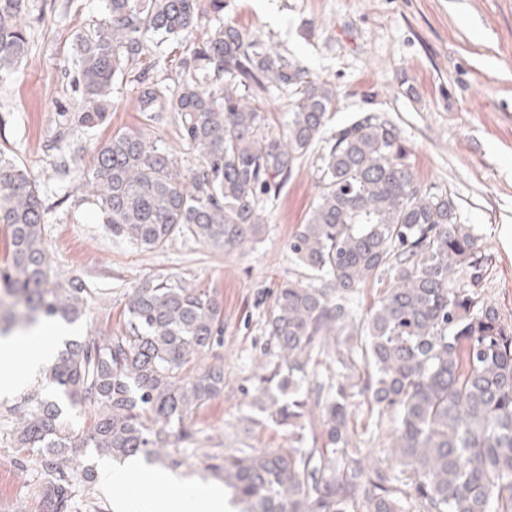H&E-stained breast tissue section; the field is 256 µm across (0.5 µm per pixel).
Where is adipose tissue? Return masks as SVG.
Segmentation results:
<instances>
[{
	"label": "adipose tissue",
	"mask_w": 512,
	"mask_h": 512,
	"mask_svg": "<svg viewBox=\"0 0 512 512\" xmlns=\"http://www.w3.org/2000/svg\"><path fill=\"white\" fill-rule=\"evenodd\" d=\"M50 326L35 328L24 339L15 337L0 338V358H21L28 374L37 375L55 357L56 349L48 343ZM127 474L137 475L143 485L141 491L131 498L130 512H164L153 496L148 494V487L158 484H171L172 496L181 503L180 512H197L198 503H206L207 512H224L223 488L205 481L188 486L172 485L169 474L159 469L143 468L140 461L130 460L125 464Z\"/></svg>",
	"instance_id": "ef3b65f1"
}]
</instances>
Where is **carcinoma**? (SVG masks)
I'll list each match as a JSON object with an SVG mask.
<instances>
[{
  "label": "carcinoma",
  "mask_w": 512,
  "mask_h": 512,
  "mask_svg": "<svg viewBox=\"0 0 512 512\" xmlns=\"http://www.w3.org/2000/svg\"><path fill=\"white\" fill-rule=\"evenodd\" d=\"M30 9L0 0V76L26 57ZM223 10L224 0H107L73 37V122L103 125L127 74L136 110L149 121L171 113L194 154L187 174L142 128L94 147L85 201L112 237L143 250L181 234L215 249L255 243L296 161L326 143L319 194L289 241L302 275L275 291L271 360L254 383V407L288 428V447H196L194 414L224 394V364L201 365L223 345L224 302L214 288L157 278L128 293L120 329L66 342L45 373L53 395L30 390L0 411L8 447L36 454L33 512H107L86 499L95 469L74 462L75 448L200 468L241 512H512V329L475 291L489 261L478 237L448 189L418 183L395 124L364 112L325 137L336 92L276 45L211 24ZM168 40L190 55L174 78L151 77L140 60ZM274 89L292 96L280 130L264 108ZM8 151L0 144V335L45 319L71 325L96 289L51 265L40 184ZM84 152L85 141L70 142L57 173ZM366 288L376 300L362 313ZM358 394L375 429L388 428L384 460L350 432ZM311 404L321 418L309 439ZM74 412L93 415L89 430Z\"/></svg>",
  "instance_id": "obj_1"
}]
</instances>
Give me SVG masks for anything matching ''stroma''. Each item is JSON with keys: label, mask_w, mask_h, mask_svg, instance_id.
<instances>
[{"label": "stroma", "mask_w": 512, "mask_h": 512, "mask_svg": "<svg viewBox=\"0 0 512 512\" xmlns=\"http://www.w3.org/2000/svg\"><path fill=\"white\" fill-rule=\"evenodd\" d=\"M106 0H34L29 53L0 79V144L41 183L46 245L61 276L78 275L97 300L68 338L118 330L134 286L168 277L224 296V396L194 418L202 446L284 448L288 431L252 407L247 390L265 365L266 318L274 291L298 268L288 248L318 193V155L297 162L266 213L259 242L216 250L179 236L155 251L112 238L83 201L91 158L73 162L66 178L54 165V143L78 103L67 73L72 35L103 17ZM224 21L244 34L278 42L336 91V128L375 111L400 130L422 185L447 188L462 223L490 256L482 292L512 326V246L499 227L512 225V0H224ZM129 78L112 87L109 124L78 129L93 143L122 127H140L191 168L174 125L136 112ZM20 457L0 445V512H31Z\"/></svg>", "instance_id": "obj_1"}]
</instances>
